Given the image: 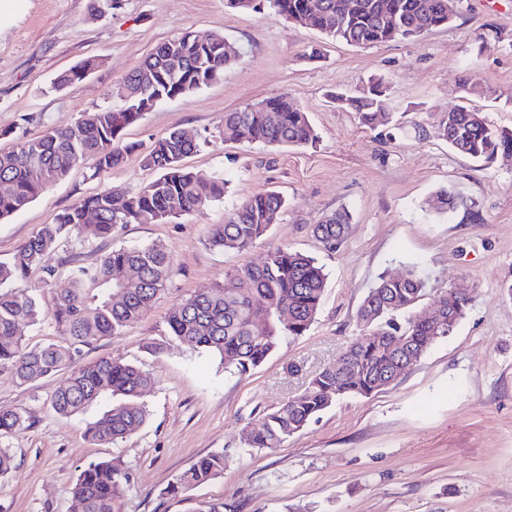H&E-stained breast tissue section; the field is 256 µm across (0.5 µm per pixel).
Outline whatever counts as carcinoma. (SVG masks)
<instances>
[{"label": "carcinoma", "instance_id": "obj_1", "mask_svg": "<svg viewBox=\"0 0 512 512\" xmlns=\"http://www.w3.org/2000/svg\"><path fill=\"white\" fill-rule=\"evenodd\" d=\"M288 19L349 45L385 43L448 26L456 16V0H268ZM222 33L201 38L191 32L157 46L115 88L122 107L102 108L83 115L75 125L50 128L36 138L0 152V220L32 203L51 185L66 179L87 158L95 160L92 175L120 165L140 145L124 137L125 130L158 103L183 96L224 76L237 57L224 47ZM97 66L87 59L58 74L54 89L81 81ZM331 100L356 112L361 123L375 127L389 115L382 82L371 81L358 96L336 92ZM262 112L242 108L224 113L220 134L226 142H257L267 146L306 147L316 134L305 112L286 94L263 100ZM437 132L448 145L473 161L488 165L498 155L512 154V132L500 130L481 113L456 105L444 113ZM197 143L174 129L155 140L142 155L144 167L157 172L134 193L102 191L44 224L8 260L0 261V370H8L21 385L57 374L65 382L51 397L53 410L65 417L94 406L103 411L86 426L91 441L116 443L136 433L148 411L143 394L154 377L139 366L110 358L80 361L82 348L114 337L150 311L173 276L167 248L160 243L115 248L93 265H75L69 288L44 301L19 283L39 270L49 280L55 269L49 256L58 240L72 230L108 238L126 224L145 216L158 223L202 210L224 199V177L204 176L183 164ZM434 208L449 212L456 196L441 190ZM288 205L279 193L254 194L208 230L210 246L247 250L264 238ZM98 217L84 223L85 214ZM349 215L338 212L315 228L328 249L344 238ZM326 286V274L315 258L287 247L269 249L263 262L233 274L232 287L217 285L183 300L167 314L172 340L220 358L230 372L244 374L261 365L285 336H302L316 320ZM418 270L382 276L357 310L359 334L350 343V367L334 366L317 374L303 391L260 416L247 433L251 449L279 448L340 396L368 397L382 389L384 378L407 358L423 356L436 337L449 336L466 315L471 298L452 308L450 321L438 327L409 312L422 295ZM289 309L288 321L281 311ZM50 320L61 341L30 348L21 328ZM408 337V352L391 345L394 336ZM26 417L0 410V438L25 428ZM224 473V452L196 460L170 485L168 492L199 486ZM125 472L110 461L92 462L79 473L72 491L71 512H122Z\"/></svg>", "mask_w": 512, "mask_h": 512}]
</instances>
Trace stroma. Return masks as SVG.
<instances>
[{"label": "stroma", "mask_w": 512, "mask_h": 512, "mask_svg": "<svg viewBox=\"0 0 512 512\" xmlns=\"http://www.w3.org/2000/svg\"><path fill=\"white\" fill-rule=\"evenodd\" d=\"M191 31L224 34L238 63L223 78L167 100L126 131L150 145L177 128L198 144L185 163L224 176L223 201L168 223L142 222L109 238L63 236L55 275L33 273L29 289L67 288L71 266L96 263L120 246L159 242L174 263L167 293L120 336L82 357L134 363L156 379L145 425L116 444L85 438L84 417L50 405L62 375L21 385L0 372V410L20 412L25 429L0 439L13 466L0 474V512H69L82 468L111 461L127 472L122 512H512V155L482 167L435 131L459 103L466 79L491 96L471 104L512 129V0H462L445 29L409 39L351 46L284 20L262 0L258 11L226 0H120L96 12L91 0H0V151L69 127L82 115L118 106L115 84L158 44ZM94 57L82 81L54 90L55 77ZM383 80L391 118L369 128L329 93H355ZM285 93L317 135L307 147L224 142L225 113ZM139 154L88 177L85 168L0 221V260L10 259L42 225L109 189L132 193L148 182ZM448 189L457 209L438 213ZM276 190L288 199L265 239L245 251L209 246L208 228L243 199ZM350 223L335 250L314 233L340 210ZM285 246L313 256L327 275L317 319L305 335L284 337L261 366L225 372L219 359L172 341L169 309ZM421 273L419 311L462 288L472 301L453 333L437 340L389 387L367 398L336 400L282 447L251 449L244 435L316 373L335 364L356 336L357 309L383 276ZM154 343L157 353L144 349ZM223 452L224 473L171 495L168 485L200 456Z\"/></svg>", "instance_id": "35a3bbf8"}]
</instances>
